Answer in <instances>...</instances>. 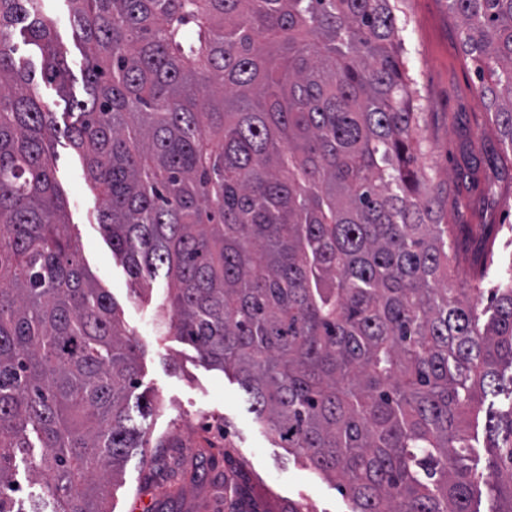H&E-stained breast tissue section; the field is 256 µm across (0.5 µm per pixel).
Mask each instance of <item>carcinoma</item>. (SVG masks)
<instances>
[{
    "mask_svg": "<svg viewBox=\"0 0 512 512\" xmlns=\"http://www.w3.org/2000/svg\"><path fill=\"white\" fill-rule=\"evenodd\" d=\"M87 46L66 129L131 278L173 282L160 313L233 370L251 412L353 512H474L466 415L487 392L498 512H512V263L468 288L430 224L418 106L392 0H69ZM488 74L512 163V0H448ZM66 88L54 20L0 0V512L17 462L47 475L31 512H109L148 445L140 354L65 234L55 113L13 33ZM490 289L488 321L469 301ZM14 42L16 44L14 56L17 65L35 71L38 79L42 63L39 49L34 45L27 44L20 36L18 29L14 34Z\"/></svg>",
    "mask_w": 512,
    "mask_h": 512,
    "instance_id": "1",
    "label": "carcinoma"
}]
</instances>
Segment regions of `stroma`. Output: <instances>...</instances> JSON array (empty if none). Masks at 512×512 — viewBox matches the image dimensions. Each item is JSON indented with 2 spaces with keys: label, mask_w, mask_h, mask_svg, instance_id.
I'll return each mask as SVG.
<instances>
[{
  "label": "stroma",
  "mask_w": 512,
  "mask_h": 512,
  "mask_svg": "<svg viewBox=\"0 0 512 512\" xmlns=\"http://www.w3.org/2000/svg\"><path fill=\"white\" fill-rule=\"evenodd\" d=\"M39 5L56 21L69 67L66 90L38 85L58 125L53 164L67 202L65 232L136 335L142 349L138 391L158 403L147 419L153 446L135 455L110 486L111 512H352L342 486L266 431L233 374L203 366L191 345L168 334L158 306L169 293V279H149L150 302L137 298L139 284L98 224L100 202L64 132L74 101L84 96L86 46L68 0ZM396 16L420 107L417 164L438 199L431 221L448 227L451 285L461 288L473 280L472 257L483 238L495 240L502 261L512 260V165L501 163L504 137L489 120V98L477 91V63L464 49L448 0H398Z\"/></svg>",
  "instance_id": "35a3bbf8"
}]
</instances>
